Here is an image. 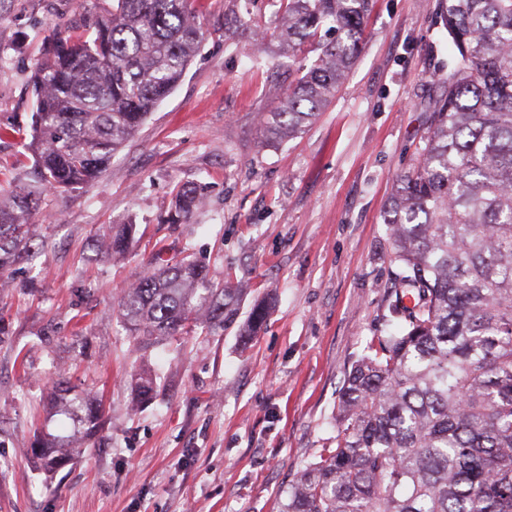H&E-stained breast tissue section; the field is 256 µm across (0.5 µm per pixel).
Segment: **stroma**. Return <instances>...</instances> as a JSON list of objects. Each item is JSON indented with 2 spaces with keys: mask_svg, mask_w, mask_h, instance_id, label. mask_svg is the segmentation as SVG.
I'll use <instances>...</instances> for the list:
<instances>
[{
  "mask_svg": "<svg viewBox=\"0 0 512 512\" xmlns=\"http://www.w3.org/2000/svg\"><path fill=\"white\" fill-rule=\"evenodd\" d=\"M440 3L375 0L333 103L280 142L262 136L258 118L297 73L286 57L256 54L252 38L274 32L273 0H251L249 30L230 35V0H190L205 31L199 54L92 185L42 196L34 231L46 248L0 294V512H278L299 466L334 435L346 372L392 318L401 267L383 215L448 75ZM111 7L0 0V190L34 184L29 78L45 30ZM183 187L202 204L169 223ZM129 222L136 248L99 256V230ZM160 252L191 256L217 281L245 280L242 310L274 295L256 336L191 327L140 350L118 294ZM146 368L159 390L136 407L134 378ZM61 374L101 401L106 425L49 477L24 443Z\"/></svg>",
  "mask_w": 512,
  "mask_h": 512,
  "instance_id": "1",
  "label": "stroma"
}]
</instances>
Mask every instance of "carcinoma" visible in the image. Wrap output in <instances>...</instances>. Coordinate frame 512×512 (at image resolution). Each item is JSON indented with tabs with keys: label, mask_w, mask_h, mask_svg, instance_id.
Listing matches in <instances>:
<instances>
[{
	"label": "carcinoma",
	"mask_w": 512,
	"mask_h": 512,
	"mask_svg": "<svg viewBox=\"0 0 512 512\" xmlns=\"http://www.w3.org/2000/svg\"><path fill=\"white\" fill-rule=\"evenodd\" d=\"M273 38L294 61L315 54L279 105L260 117L275 139L302 133L327 107L359 56L372 0H276ZM454 56L424 146L394 182L384 215L399 263L396 326L346 373L336 434L319 460L283 491L279 512H512V0H448L443 16ZM30 86L32 148L40 187L57 193L91 185L112 154L168 97L203 41L189 0H112L77 36L55 32ZM40 193L0 192V287L36 254ZM200 205L177 193L176 215ZM131 224L101 229L102 254L134 250ZM246 289L218 283L187 256L155 260L123 289V323L137 344L186 327H237L254 335L271 300L240 319ZM157 379L142 373L134 403ZM46 416L75 430L30 441L54 473L104 429L102 404L62 376Z\"/></svg>",
	"instance_id": "carcinoma-1"
}]
</instances>
